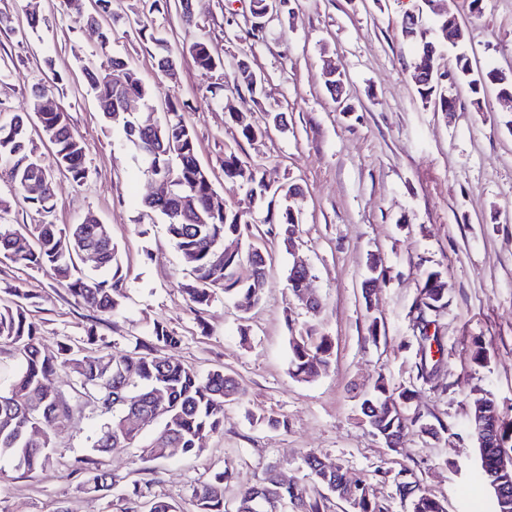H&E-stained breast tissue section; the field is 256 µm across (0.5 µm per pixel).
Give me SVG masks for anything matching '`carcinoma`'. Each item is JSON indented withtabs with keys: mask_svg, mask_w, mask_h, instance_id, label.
Returning a JSON list of instances; mask_svg holds the SVG:
<instances>
[{
	"mask_svg": "<svg viewBox=\"0 0 512 512\" xmlns=\"http://www.w3.org/2000/svg\"><path fill=\"white\" fill-rule=\"evenodd\" d=\"M418 23L401 22L403 38L417 46V53L409 62L413 70L417 93L436 112L448 111V81L464 80L472 94L478 95L493 82L481 81L472 75L466 55L455 59V67L440 75H429L436 68L439 54L446 51L445 35L453 30L459 41L465 40V30L457 17L438 15L428 0H418ZM67 9L83 24L94 27L99 46L104 49L112 37V25L117 18L110 10V0H94V7H86V0H65ZM181 26L198 30L200 24L190 10V0H174ZM286 0H251L252 23L246 35L253 40L264 38L265 23L276 6H285ZM135 31L155 50L157 66L170 80L177 79V57L168 41L150 29L147 22L134 21ZM203 74L228 68L234 88H244L252 94H261V79L245 58L230 64L216 55L209 40L198 36L185 46ZM84 77L99 100L136 98L151 105L154 91L122 58L110 57L105 65L89 63ZM53 88L37 85L32 89L29 112H0V175H6L22 200L36 210L51 212L52 195L28 194L29 183L40 179L53 181V169L46 166L31 139L30 126L37 120L41 136L53 147L56 169L64 172L74 183L84 184L90 176L85 147L72 129L67 113L40 111L41 100ZM185 104L177 99L165 102L162 117L152 112L103 113L104 119L121 127L125 141L130 143L144 164L143 173L155 182L156 194L143 196L149 213L162 217L167 235L184 262L187 280L181 284L188 301L198 310L208 306L215 291L220 290L243 302V311L259 304L260 289L256 284L266 277V257L256 249L243 254L224 251V240L242 238L250 231L251 221L224 205L209 172L197 157L196 140L192 129L183 119ZM286 115L274 107L263 110L255 123L238 122L241 136L252 141L263 137L274 126H283ZM224 179L240 181L261 199L274 202L280 197H304L301 186L291 183L273 189L264 180L259 165L242 159L234 152L224 154ZM10 203L0 200V259L22 267L41 269L51 273L61 286L86 307L101 314L119 310L125 298L119 247L112 240V231L106 224L87 217L80 224L60 225L50 221L17 227L7 221ZM303 221L302 208L289 204L268 219L269 233L279 237L285 247L292 246L296 227ZM97 253L99 268L109 273L105 278L85 275L78 261L85 252ZM303 273L290 270L287 288L302 305L306 304L308 285L301 283ZM445 282L432 272L422 288L421 306L433 311L441 307ZM0 343L12 346L18 357L19 369L6 391L0 390V462L10 463L14 471L32 474L54 465V439L70 421L75 409L90 405L106 416L105 421L89 437L94 453L136 445L140 459L154 462L166 459L169 449L178 448L187 455H198L206 440L224 430V403L226 391L240 394L238 383L221 370L201 375L193 367L174 357L159 358L153 351L158 347L175 350L181 338L173 335L161 322L153 324L149 339L137 345V351L114 356L100 350L64 343L55 356L45 355L40 346V331L23 304H0ZM291 374L308 377L315 370L327 369L333 362V343L330 337L299 335L290 342ZM68 371L75 378L77 399L69 403L59 396L54 377ZM167 391L168 402L158 407L153 392ZM415 397V391L395 387L383 375L376 380L373 390L362 405L369 406L375 434L402 435L410 425H419L420 431L432 438L446 430L443 423L428 424L420 418H402L387 411L388 401L405 404ZM488 421L501 438L512 434V420L501 414L493 397L487 398ZM504 452L501 444H488L479 449L480 465L477 475L490 480L497 472L496 462ZM312 482L319 487L335 484L343 489L352 479L346 472L329 473L321 478L320 458L314 453L304 457ZM76 471L84 477L88 492L104 495L123 481V478L103 470L93 458L78 461ZM232 479V472L224 469L192 490V512H227L224 508V485ZM395 495L409 502L410 512H446L437 498L427 494L414 472L403 467L392 477ZM122 500L126 507L121 512H183L173 500L155 495L151 481L134 482L125 489ZM326 497L312 493L297 484L283 485L276 471L271 469L256 483L242 488L234 512H322Z\"/></svg>",
	"mask_w": 512,
	"mask_h": 512,
	"instance_id": "obj_1",
	"label": "carcinoma"
}]
</instances>
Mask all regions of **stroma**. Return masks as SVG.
<instances>
[{
  "mask_svg": "<svg viewBox=\"0 0 512 512\" xmlns=\"http://www.w3.org/2000/svg\"><path fill=\"white\" fill-rule=\"evenodd\" d=\"M463 21L465 53L473 69L512 66V0H448ZM195 11L215 52H246L264 80V93L227 88V73L204 75L182 47L191 39L174 13L159 9L152 24L178 51V76L158 70L149 43L128 26H117L107 49L94 30L78 23L64 0H0L13 31L0 30V110L26 112L31 89L58 77L50 99L68 113L86 147L90 180L75 185L53 178L56 224H78L94 216L112 230L119 246L126 297L121 311L103 315L79 304L43 272L0 262V302L26 294V308L40 326L43 352L64 343L83 344L95 334L97 347L122 355L164 322L182 339L174 357L205 374L224 371L243 388L224 405V431L208 439L198 457L173 451L164 461L145 462L138 448L101 456L103 469L125 484L152 480L155 494L191 512L194 486L230 469L226 507L240 487L254 484L268 467L281 478L306 484L307 453L341 464L365 478L392 512H407L395 495L391 472L408 467L422 488L447 512H485L493 495L475 473L478 444L470 406L491 394L512 419V112L502 108L495 88L473 98L464 83L449 86L454 111L423 103L405 63L413 45L399 34L400 14L410 0H288L269 23L265 39L235 40L249 25L250 0H194ZM36 10L39 23L29 27ZM118 56L155 90V113L167 99L184 102L195 133L197 155L227 207L255 222L249 236L230 248H255L270 267L262 301L240 313L234 300L216 295L194 311L179 287L183 263L161 223L141 216L138 190L142 164L119 127L107 125L96 98L86 90L85 62ZM345 74L340 111L324 87L326 60ZM224 85L223 103L210 90ZM272 104L288 116L287 128H270L261 139H243L228 117L236 111L257 119ZM260 162L272 185L300 183L304 212L296 250L268 235L266 206L247 186L225 180V151ZM384 270L371 302L362 298L368 264ZM304 260L321 298L319 315L290 295L286 276ZM447 284L443 305L427 313L436 341L423 356L417 336L416 301L429 273ZM378 324V342L366 339ZM330 336L333 363L306 379L289 371V341L305 328ZM482 361H475V353ZM416 390L407 405L427 423H443L434 439L406 429L397 447H387L362 422L359 397L378 376ZM286 419L287 429L265 420ZM103 418L91 409L74 412L55 440L57 465L31 475L14 471L0 478V512H120L117 496L87 492L75 470L88 453L87 438Z\"/></svg>",
  "mask_w": 512,
  "mask_h": 512,
  "instance_id": "35a3bbf8",
  "label": "stroma"
}]
</instances>
